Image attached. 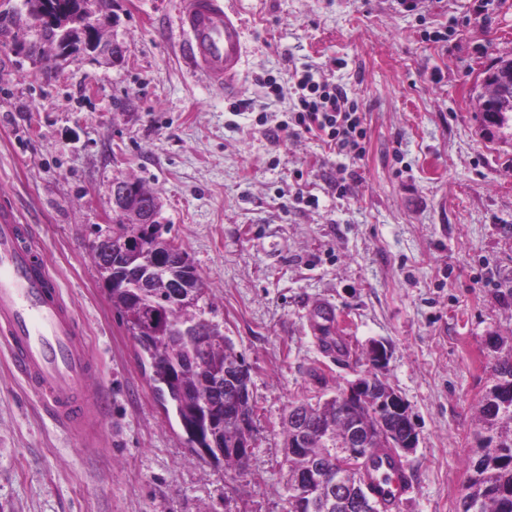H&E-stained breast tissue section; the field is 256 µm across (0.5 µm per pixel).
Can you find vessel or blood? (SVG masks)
<instances>
[{
	"label": "vessel or blood",
	"instance_id": "b4317fda",
	"mask_svg": "<svg viewBox=\"0 0 512 512\" xmlns=\"http://www.w3.org/2000/svg\"><path fill=\"white\" fill-rule=\"evenodd\" d=\"M176 27L191 70L217 82L225 97L241 92L246 55L242 20L226 0H180ZM0 342L13 371L64 429L83 430L94 413L87 387L96 370L70 307L11 208H0ZM376 496L394 507L408 473L395 456L375 459Z\"/></svg>",
	"mask_w": 512,
	"mask_h": 512
}]
</instances>
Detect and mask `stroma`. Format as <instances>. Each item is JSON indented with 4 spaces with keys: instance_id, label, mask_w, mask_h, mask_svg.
Segmentation results:
<instances>
[{
    "instance_id": "35a3bbf8",
    "label": "stroma",
    "mask_w": 512,
    "mask_h": 512,
    "mask_svg": "<svg viewBox=\"0 0 512 512\" xmlns=\"http://www.w3.org/2000/svg\"><path fill=\"white\" fill-rule=\"evenodd\" d=\"M178 0H112L124 58L49 44L23 0H0V203L14 207L73 309L99 370L87 436L61 429L0 352V512H288V410L377 374L418 432L396 512H460L477 405L512 355V119L482 121L487 70L512 58V0H234L248 54L237 100L188 69ZM341 84L367 129L358 179L276 126L290 74ZM282 87L268 96L264 78ZM161 202L165 238L207 290L205 317L250 367L242 470L197 456L165 414L112 307L91 244L110 235L112 183ZM318 207L297 203L299 191ZM333 308L340 351L317 306ZM382 342L388 360L370 363Z\"/></svg>"
}]
</instances>
